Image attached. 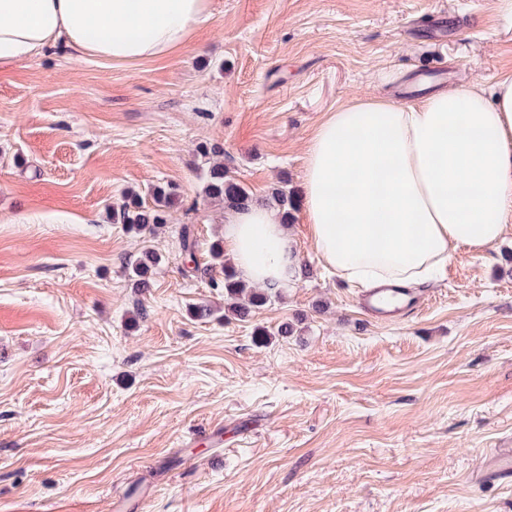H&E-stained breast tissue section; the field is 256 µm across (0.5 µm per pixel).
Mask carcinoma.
I'll use <instances>...</instances> for the list:
<instances>
[{
	"mask_svg": "<svg viewBox=\"0 0 512 512\" xmlns=\"http://www.w3.org/2000/svg\"><path fill=\"white\" fill-rule=\"evenodd\" d=\"M198 152L204 156L213 157L204 174L203 194L206 198L224 205V209L241 211L257 202L250 191L233 178L224 165V148L217 143H205L198 146ZM153 205L147 206L140 194L131 192L125 196L124 202L112 209V223L126 224L130 229L141 232H154L168 223L171 211L180 204V195L171 185H157L152 191ZM268 202L277 206L282 221L292 223L293 211L297 209V200L287 185H277L271 189ZM181 249L189 262L193 263L192 270L197 271L196 247L189 228H184L180 239ZM158 257L147 251L131 266V275L139 288L150 287V275ZM224 301L225 310L247 317L252 312L264 307L272 297V292L256 289L240 277L230 266L224 267Z\"/></svg>",
	"mask_w": 512,
	"mask_h": 512,
	"instance_id": "cac0c4a2",
	"label": "carcinoma"
}]
</instances>
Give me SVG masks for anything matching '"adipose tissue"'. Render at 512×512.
<instances>
[{"label":"adipose tissue","instance_id":"ef3b65f1","mask_svg":"<svg viewBox=\"0 0 512 512\" xmlns=\"http://www.w3.org/2000/svg\"><path fill=\"white\" fill-rule=\"evenodd\" d=\"M211 0H0V63L63 44L136 62L174 53L206 23ZM301 198L320 259L367 288L432 280L453 252L512 232V74L413 104L382 96L328 112L306 149ZM234 266L266 291L299 264L278 210L225 216Z\"/></svg>","mask_w":512,"mask_h":512}]
</instances>
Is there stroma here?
<instances>
[{
    "label": "stroma",
    "instance_id": "stroma-1",
    "mask_svg": "<svg viewBox=\"0 0 512 512\" xmlns=\"http://www.w3.org/2000/svg\"><path fill=\"white\" fill-rule=\"evenodd\" d=\"M504 26L489 0H212L162 59L0 64V512H512V482L474 477L512 448V234L457 250L390 323L299 210L293 280L228 317L196 151L222 144L255 197L301 192L327 112L405 103L427 65L493 83L512 73ZM166 183L183 204L156 234L111 222L124 191ZM147 250L162 260L138 290ZM158 257L155 253L147 251L131 266V275L138 288H150V275Z\"/></svg>",
    "mask_w": 512,
    "mask_h": 512
}]
</instances>
